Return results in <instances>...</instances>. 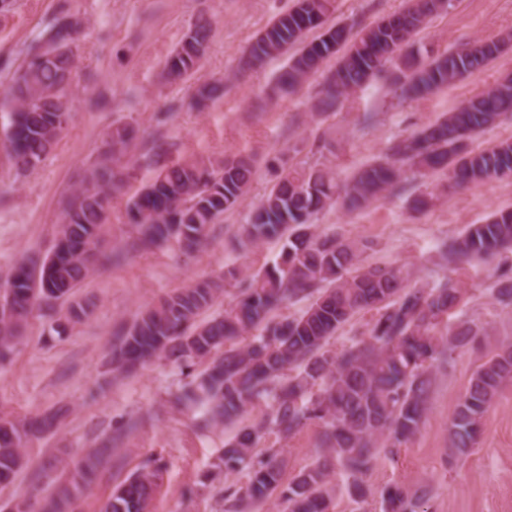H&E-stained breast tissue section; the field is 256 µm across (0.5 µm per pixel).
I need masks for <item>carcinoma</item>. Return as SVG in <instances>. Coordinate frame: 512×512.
Here are the masks:
<instances>
[{"mask_svg": "<svg viewBox=\"0 0 512 512\" xmlns=\"http://www.w3.org/2000/svg\"><path fill=\"white\" fill-rule=\"evenodd\" d=\"M450 2L407 0L404 9L355 35L350 26H323L332 0H294L248 46L238 74L261 69L302 42L306 32L320 27L319 36L288 59L276 78L277 92H295L334 58L336 64L325 74L320 90L325 112L391 68L398 98L432 94L484 68L512 42V34L506 33L441 54L415 47L414 36L427 19ZM71 18L60 8L46 35L29 48L25 64L13 73L8 149L20 170L36 167L69 123V101L59 88L76 68ZM212 30V19L199 14L169 57L168 73L181 79L198 72ZM223 91L221 83L201 84L197 105L206 106ZM511 113L512 76L504 75L390 147L384 156L360 166L344 183L324 163L281 174L241 226L238 246L254 247L274 238L285 243L272 267L247 274L248 286L237 303L219 317L196 323L224 288L220 279L196 281L141 312L111 348L112 369L119 374L136 372L153 356L184 368L208 364L184 387L181 400L202 406L215 425L239 424L224 448L223 462L227 473L247 471L246 483L231 493L241 512L275 492L287 504V512H331L334 467L355 478L368 471L380 453L392 454L411 440L428 409L429 368L478 336L466 322L449 329L446 338L436 336V329L464 300L455 283L409 288L400 270L362 265L356 243L319 233L309 220L338 202L352 213L384 199L400 181L404 164L422 177L445 174L450 192L511 177V141L467 149L468 141ZM138 139L139 128L131 124L112 128L106 148L68 199L51 252L6 275L0 289V363L9 358L40 304L49 307L69 300L66 313L56 321L63 330L89 317L91 303L73 301L71 296L80 283L112 263V253L104 247V228L112 198L124 187ZM253 175L248 155L224 160L193 157L160 169L127 202L141 243L160 246L175 241L187 251L203 247L208 227L246 199ZM506 248H512V210L493 213L446 246L448 259L456 263L490 261ZM308 295L314 299L300 315L274 319L284 302ZM491 295L512 305V279L497 282ZM364 309L377 311L368 336L340 351L328 349L337 330ZM254 330L258 334L246 346L230 344ZM508 381L512 347L502 346L478 367L456 408L449 428L455 454L465 455L474 447L484 414ZM317 384L320 389L314 393ZM268 395L272 405L264 418L246 420L249 407ZM64 416L58 411L0 420V485L12 482L22 468L27 443L56 429ZM310 420L324 427L322 459L287 486H282L281 450L271 448L263 460L252 463V448L262 434L272 431L286 439ZM111 454L112 445H104L64 465L63 479L42 501L40 512H77L78 502ZM160 477L159 462L147 463L102 501L99 512H151ZM429 495L425 487L391 485L382 492L384 512H418Z\"/></svg>", "mask_w": 512, "mask_h": 512, "instance_id": "cac0c4a2", "label": "carcinoma"}]
</instances>
